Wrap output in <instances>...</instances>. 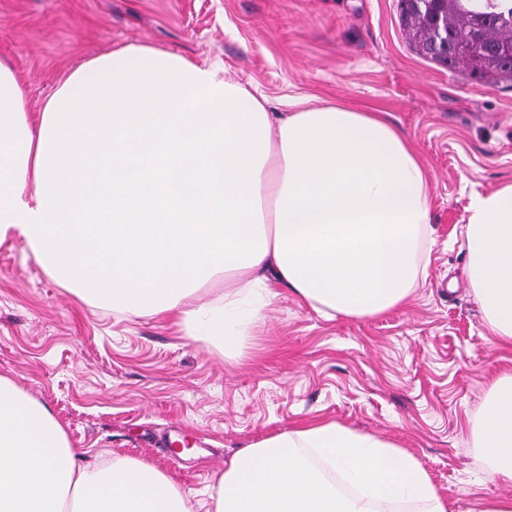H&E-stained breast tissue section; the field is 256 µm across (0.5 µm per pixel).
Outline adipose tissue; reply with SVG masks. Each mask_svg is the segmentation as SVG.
Here are the masks:
<instances>
[{
	"label": "adipose tissue",
	"mask_w": 512,
	"mask_h": 512,
	"mask_svg": "<svg viewBox=\"0 0 512 512\" xmlns=\"http://www.w3.org/2000/svg\"><path fill=\"white\" fill-rule=\"evenodd\" d=\"M468 279L512 346V183L473 192ZM98 307L170 314L186 338L237 355L279 289L326 315L405 305L436 246L426 169L382 112L267 98L215 63L112 48L65 78L31 123L0 62V242ZM224 294L201 303L217 277ZM488 473L512 484V374L470 424ZM211 512H448L410 453L335 422L234 455ZM0 512H193L159 469L79 464L42 403L0 375Z\"/></svg>",
	"instance_id": "ef3b65f1"
}]
</instances>
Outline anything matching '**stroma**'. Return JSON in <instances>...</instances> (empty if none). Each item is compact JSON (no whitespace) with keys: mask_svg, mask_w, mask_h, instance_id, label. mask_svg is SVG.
<instances>
[{"mask_svg":"<svg viewBox=\"0 0 512 512\" xmlns=\"http://www.w3.org/2000/svg\"><path fill=\"white\" fill-rule=\"evenodd\" d=\"M123 44L225 64L274 112L301 96L387 113L428 168L429 275L407 305L365 318L282 293L228 359L168 316L91 307L13 237L0 243V375L46 405L83 458L151 463L194 504L238 451L315 420L412 452L448 512L512 497L469 433L512 349L487 328L462 237L472 192L512 182V86L417 55L398 0H0V60L31 118L72 70ZM177 438L205 456L172 463L160 444Z\"/></svg>","mask_w":512,"mask_h":512,"instance_id":"35a3bbf8","label":"stroma"}]
</instances>
